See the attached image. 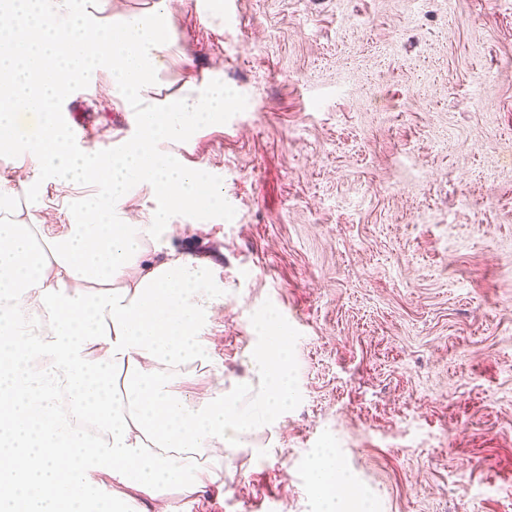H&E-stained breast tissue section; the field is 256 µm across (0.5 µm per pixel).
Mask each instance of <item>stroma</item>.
Masks as SVG:
<instances>
[{
  "label": "stroma",
  "instance_id": "35a3bbf8",
  "mask_svg": "<svg viewBox=\"0 0 512 512\" xmlns=\"http://www.w3.org/2000/svg\"><path fill=\"white\" fill-rule=\"evenodd\" d=\"M171 40L143 98L231 99L180 149L224 216L160 241L224 281L186 387L248 378L271 316L295 390L176 512H313L327 447L374 512H512V0H175ZM89 80L66 124L107 145L132 115Z\"/></svg>",
  "mask_w": 512,
  "mask_h": 512
}]
</instances>
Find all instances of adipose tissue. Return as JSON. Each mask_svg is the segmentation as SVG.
<instances>
[{"instance_id":"ef3b65f1","label":"adipose tissue","mask_w":512,"mask_h":512,"mask_svg":"<svg viewBox=\"0 0 512 512\" xmlns=\"http://www.w3.org/2000/svg\"><path fill=\"white\" fill-rule=\"evenodd\" d=\"M168 0L128 13L91 44L79 0H6L0 7V148L20 152L30 181L0 186V512H130L92 495L103 474L171 512L170 491L196 494L219 480L232 452L277 425L293 398L278 322L258 321L264 345L237 390L216 383L193 396L174 391L188 368L209 363L205 330L224 305L212 265L159 239L178 217L223 212L224 192L173 145L223 122L222 81L190 83L147 105L139 93L164 67L173 29ZM134 112L132 132L112 147L74 146L60 104L97 67ZM36 120L15 137L19 113ZM149 186L147 222L131 219L134 191ZM89 188L65 231L44 216L46 187ZM94 417L101 434L81 426ZM314 512H371L361 497L337 498L353 475L335 449L309 467Z\"/></svg>"}]
</instances>
